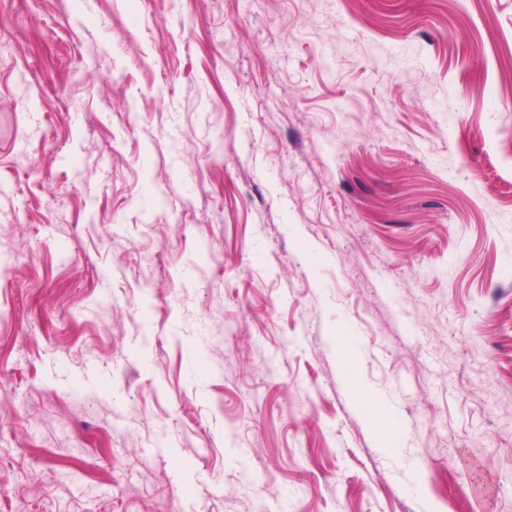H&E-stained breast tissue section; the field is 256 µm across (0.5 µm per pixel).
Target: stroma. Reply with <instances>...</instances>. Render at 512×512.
<instances>
[{"label": "stroma", "mask_w": 512, "mask_h": 512, "mask_svg": "<svg viewBox=\"0 0 512 512\" xmlns=\"http://www.w3.org/2000/svg\"><path fill=\"white\" fill-rule=\"evenodd\" d=\"M0 512H512V0H0ZM340 345L339 368L346 386L355 400L366 408V421L381 448L392 450L398 438V423L382 400L373 396L362 384L356 368V352L347 336H337Z\"/></svg>", "instance_id": "obj_1"}]
</instances>
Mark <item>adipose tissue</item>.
I'll list each match as a JSON object with an SVG mask.
<instances>
[{
  "label": "adipose tissue",
  "mask_w": 512,
  "mask_h": 512,
  "mask_svg": "<svg viewBox=\"0 0 512 512\" xmlns=\"http://www.w3.org/2000/svg\"><path fill=\"white\" fill-rule=\"evenodd\" d=\"M339 368L346 386L355 400L366 408V421L381 448L390 450L396 445L398 423L382 400L373 396L362 384L356 368V352L347 337H339Z\"/></svg>",
  "instance_id": "adipose-tissue-1"
}]
</instances>
